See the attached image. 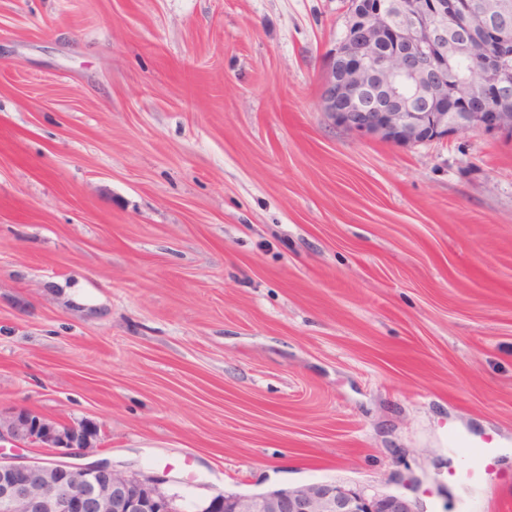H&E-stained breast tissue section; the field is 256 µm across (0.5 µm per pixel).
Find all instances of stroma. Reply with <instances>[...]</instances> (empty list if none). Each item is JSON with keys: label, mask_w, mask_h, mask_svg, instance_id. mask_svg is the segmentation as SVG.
Returning <instances> with one entry per match:
<instances>
[{"label": "stroma", "mask_w": 512, "mask_h": 512, "mask_svg": "<svg viewBox=\"0 0 512 512\" xmlns=\"http://www.w3.org/2000/svg\"><path fill=\"white\" fill-rule=\"evenodd\" d=\"M347 0H0V412L179 512L512 496V139L321 110ZM20 411L0 415V442L38 443L51 448L61 457L86 454L87 449L92 447L93 438L89 434H80L73 431L76 428L68 427L66 431L58 432L41 414ZM38 433H41L40 437ZM209 512H417L399 495L367 497L335 482L305 484L260 495L214 496Z\"/></svg>", "instance_id": "1"}]
</instances>
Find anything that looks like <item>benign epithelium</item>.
Returning <instances> with one entry per match:
<instances>
[{
	"mask_svg": "<svg viewBox=\"0 0 512 512\" xmlns=\"http://www.w3.org/2000/svg\"><path fill=\"white\" fill-rule=\"evenodd\" d=\"M411 23L397 22L393 0H350L344 39L332 53L323 81L322 111L339 126L363 134L402 137L409 142L446 130L465 131L462 120L444 126L442 113L459 108L484 118L482 128L500 133L512 128V78L503 61L512 57V32L497 28L500 0H482L470 23L491 33L506 50L474 79L493 90L496 105L472 91L448 90V61L476 52L467 34L448 39L454 0H410ZM41 443L61 457L87 453L92 437L68 428L62 432L35 411L0 415V442ZM210 512H417L399 495L367 497L336 482H317L260 495L212 498ZM0 512H175L160 479L131 475L112 465H83L66 481H54L35 457L0 453Z\"/></svg>",
	"mask_w": 512,
	"mask_h": 512,
	"instance_id": "obj_1",
	"label": "benign epithelium"
}]
</instances>
